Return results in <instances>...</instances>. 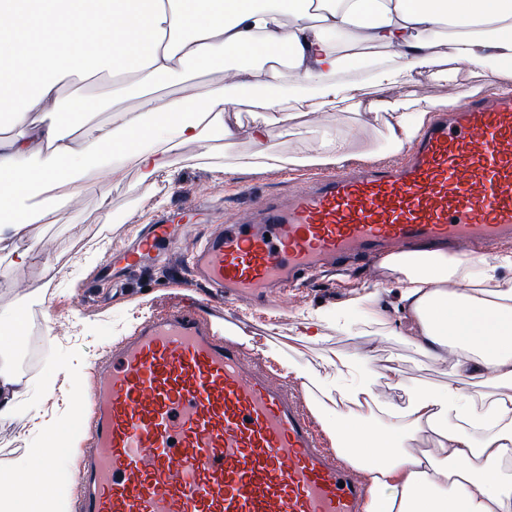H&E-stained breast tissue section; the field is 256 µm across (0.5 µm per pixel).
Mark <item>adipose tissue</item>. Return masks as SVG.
<instances>
[{
    "mask_svg": "<svg viewBox=\"0 0 512 512\" xmlns=\"http://www.w3.org/2000/svg\"><path fill=\"white\" fill-rule=\"evenodd\" d=\"M318 11H311L312 2ZM464 32L457 60L496 63L512 71V0H0V105L28 134L0 140V249L27 233L46 205L64 208L84 189L88 168L123 175L114 157L132 159L145 177L168 181L169 155L182 145L207 146L211 134L231 139L235 99L272 84L275 69L259 62L274 51L286 57L295 90L309 111L354 101L364 112L394 116L389 139L409 144L423 128L434 98L410 103L392 94L431 74L438 29ZM388 43L391 63L368 77L374 97L358 98L340 79L350 66L339 40ZM234 60L228 86L185 96L152 95L136 111L92 122L84 98L57 110L68 76L130 73L140 87L167 83L185 65L211 67ZM81 116V140L61 126ZM399 311L415 328V342L433 357L453 353L456 381L413 390L406 406L368 405L374 375L365 358L335 361L332 380L297 366L288 371L319 391L314 413L334 447L352 449L373 493L367 512H512V253L496 267L444 251L398 254ZM381 318L375 293L324 313L302 316L299 338L315 341L323 322L348 324L352 315ZM430 432L431 447L405 442L411 429ZM31 466L0 476V512H65L68 494L56 481L33 486Z\"/></svg>",
    "mask_w": 512,
    "mask_h": 512,
    "instance_id": "obj_1",
    "label": "adipose tissue"
}]
</instances>
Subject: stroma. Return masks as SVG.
Masks as SVG:
<instances>
[{"label": "stroma", "instance_id": "obj_1", "mask_svg": "<svg viewBox=\"0 0 512 512\" xmlns=\"http://www.w3.org/2000/svg\"><path fill=\"white\" fill-rule=\"evenodd\" d=\"M438 38L441 65L457 67V84L419 76L398 89L399 97L409 101L460 99L496 86L488 68L454 63L447 30H440ZM291 84L285 74L273 85L260 88L254 98L237 102L234 137L215 140L212 151L194 144L176 149L165 191H158L132 161L125 162L124 176L116 181L105 171H87L86 188L71 206L47 212L28 234L0 251V325L11 324L18 307L26 308L25 324L34 330L36 353L24 378L38 396L30 414L0 421L1 474L48 453L54 459L57 480L76 491L77 456L57 428L59 422L74 425L80 420L69 397L72 383L91 381L113 342L130 332L138 319L177 304L185 296L180 281L187 271L180 264L125 269L119 252L141 226L152 223L162 211H182L203 193L208 194L212 207L225 210L286 195L309 169L280 168L275 158L314 152L325 131L353 141L355 161L401 162L403 153L391 144L385 120L347 104L328 112L305 111L289 96ZM116 85V79L102 74L85 78L77 90L60 88L58 109L66 111L70 100L84 97L95 105L90 119L104 122L113 110L137 108L145 94H121ZM268 98L278 102L269 114L274 133L259 145L252 138L253 114L257 101ZM225 166L231 168V175L222 174ZM104 199L109 202L105 209L100 206ZM48 261L66 269L65 279H49L44 269ZM396 279V273L380 263L370 272L357 270L346 279L326 276L315 280L285 310L259 309L229 299L223 304V314L233 321L236 334L250 337L253 353L260 356L269 351L322 373L328 370L325 357H366L378 375L375 392L379 400L403 405L410 389L437 387L456 377L452 355L437 359L416 346L410 318L390 324L365 319L354 333L326 326L315 342L293 338L301 311L332 309L367 291L377 293L383 304H391L396 299ZM394 368L404 388L393 387L390 371ZM48 385L53 388L49 394L44 391Z\"/></svg>", "mask_w": 512, "mask_h": 512}]
</instances>
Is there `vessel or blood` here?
I'll use <instances>...</instances> for the list:
<instances>
[{"label": "vessel or blood", "instance_id": "vessel-or-blood-1", "mask_svg": "<svg viewBox=\"0 0 512 512\" xmlns=\"http://www.w3.org/2000/svg\"><path fill=\"white\" fill-rule=\"evenodd\" d=\"M185 227L163 217L126 251L161 259ZM512 239V94L438 114L395 165L298 181L216 218L187 253L219 298L288 291L353 260L445 244L462 256ZM83 446L72 512H366L372 490L317 430L303 394L190 304L139 324L91 383L75 382Z\"/></svg>", "mask_w": 512, "mask_h": 512}]
</instances>
